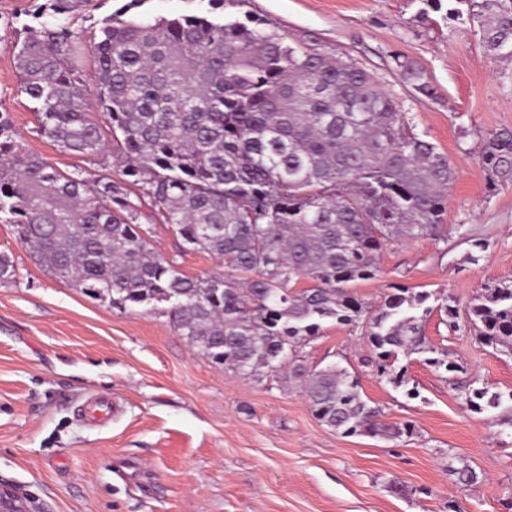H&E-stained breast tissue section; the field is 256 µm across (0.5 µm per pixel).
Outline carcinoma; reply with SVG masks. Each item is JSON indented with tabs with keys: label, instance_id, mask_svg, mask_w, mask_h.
<instances>
[{
	"label": "carcinoma",
	"instance_id": "obj_1",
	"mask_svg": "<svg viewBox=\"0 0 512 512\" xmlns=\"http://www.w3.org/2000/svg\"><path fill=\"white\" fill-rule=\"evenodd\" d=\"M89 0H44L24 25L18 90L33 104L35 133L61 151L93 157L112 138L120 178L59 171L27 152L0 115V223L34 263L95 298L127 309L164 305L191 347L235 374L287 370L314 417L345 437L399 438L414 426L383 420L358 377L333 363L307 366L302 349L333 320L361 331L369 363L394 387L400 355L454 374L448 352L427 344L432 294L393 286L372 310L351 290L376 277L388 243L444 237L448 156L415 132L366 70L292 46L252 17L153 19L115 13L88 32L71 26ZM487 52L512 59V9L466 0ZM94 58L87 73L83 54ZM421 95L434 89L419 65L394 56ZM480 159L489 184L512 178V130L489 133ZM150 198L192 250L229 274L190 278L157 253L128 192ZM308 279L311 285L294 290ZM480 343L512 353V281L494 282L465 309ZM469 409L512 415V390L465 385ZM456 483L477 480L451 468Z\"/></svg>",
	"mask_w": 512,
	"mask_h": 512
}]
</instances>
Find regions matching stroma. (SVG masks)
Instances as JSON below:
<instances>
[{"label":"stroma","instance_id":"stroma-1","mask_svg":"<svg viewBox=\"0 0 512 512\" xmlns=\"http://www.w3.org/2000/svg\"><path fill=\"white\" fill-rule=\"evenodd\" d=\"M30 5L0 0V113L27 152L57 169L118 172L110 156L63 153L36 136L14 57ZM424 7L423 0H226L223 10L260 18L290 45L368 69L453 165L447 239L388 244L377 278L353 286L374 308L394 284L463 307L486 284L512 279V181L489 188L479 158L487 133L512 129V61L486 52L467 15ZM398 54L419 63L433 97L402 82ZM139 214L153 227L156 250L177 257L186 275L223 271L213 255L180 252L151 201ZM0 253L16 268L0 283V479L28 497L32 512H448L452 499L461 512H512V424L499 409L470 411L459 387L474 380L492 393L512 390V354L449 332L443 313L432 312L423 332L460 365L452 377L414 353L402 360L406 386L393 388L366 365L359 333L331 321L303 349L308 365L337 362L358 375L385 420L416 426L397 440L346 437L315 419L296 386L215 367L163 309L122 311L47 274L1 223ZM108 394L119 402L111 422L77 417L85 398ZM461 461L478 475L464 490L450 472Z\"/></svg>","mask_w":512,"mask_h":512}]
</instances>
